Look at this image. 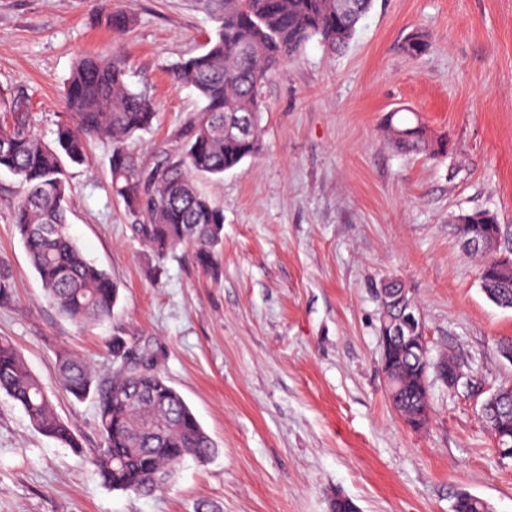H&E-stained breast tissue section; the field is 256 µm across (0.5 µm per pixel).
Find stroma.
<instances>
[{
    "mask_svg": "<svg viewBox=\"0 0 512 512\" xmlns=\"http://www.w3.org/2000/svg\"><path fill=\"white\" fill-rule=\"evenodd\" d=\"M112 10L128 29L105 23ZM212 30L194 0H0V92L54 144L74 62L114 48L156 104L151 132L129 143L148 167L178 149L200 107L173 70ZM414 35L428 44L418 56L405 49ZM261 95L259 154L198 184L224 210L220 274L187 250L156 262L141 244L112 194L110 139L67 164L69 233L119 287L108 322L76 327L47 299L11 222L17 180L0 172V262L14 286L0 336L81 442L46 437L0 392V512H328L337 494L359 512H452L461 491L512 512V459L478 416L512 387L498 350L512 309L484 294L456 221L491 211L512 246V0H374L347 49L309 41ZM394 111L445 135L447 155L396 152L384 134ZM388 279L420 307L432 357L459 353L468 375L455 392L430 379L419 432L391 408L381 371ZM116 337L156 352L217 446L149 497L102 484L89 462L102 445L96 401L59 383L63 349L112 376Z\"/></svg>",
    "mask_w": 512,
    "mask_h": 512,
    "instance_id": "35a3bbf8",
    "label": "stroma"
}]
</instances>
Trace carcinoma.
Instances as JSON below:
<instances>
[{
    "label": "carcinoma",
    "mask_w": 512,
    "mask_h": 512,
    "mask_svg": "<svg viewBox=\"0 0 512 512\" xmlns=\"http://www.w3.org/2000/svg\"><path fill=\"white\" fill-rule=\"evenodd\" d=\"M214 29L203 52L183 60L174 78L194 89L203 106L187 125L180 150L163 153L150 169H142L127 152V140L148 131L155 106L145 92L126 82L127 59L106 52L79 59L66 83L67 119L58 126L56 147L43 144L29 113L0 99V171L17 178L12 221L49 301L68 320L105 322L119 299V289L105 270L88 261L67 229V173L61 156L85 161L92 136L112 141L111 186L131 213L145 223L134 225L139 240L157 261L180 247H191L202 269L217 273L224 239V212L200 192V177L220 176L254 156L260 148L264 112L260 90L277 67L296 56L313 38L333 51L349 45L373 0H195ZM244 124L239 136L224 134V122ZM386 135L402 153L445 154L448 140L432 137L420 123L406 124L391 113ZM460 236L472 224L487 237L497 231V218L474 211L457 218ZM482 287L512 308V275L501 272L496 259L483 255ZM113 362L131 360L112 380L102 383L76 356L62 351L57 371L65 390L77 399H97L102 437L93 464L102 483L114 491L149 496L170 479L187 458L205 460L215 452L209 434L182 395L158 369L154 354H131L115 337ZM0 392L21 405L32 425L69 448L81 444L73 428L54 412L40 381L14 345L0 338ZM394 411L411 419L431 408L430 392L419 367L407 361L388 395ZM496 451L512 456V399L498 405ZM454 512H487L484 500L460 491Z\"/></svg>",
    "instance_id": "obj_1"
}]
</instances>
